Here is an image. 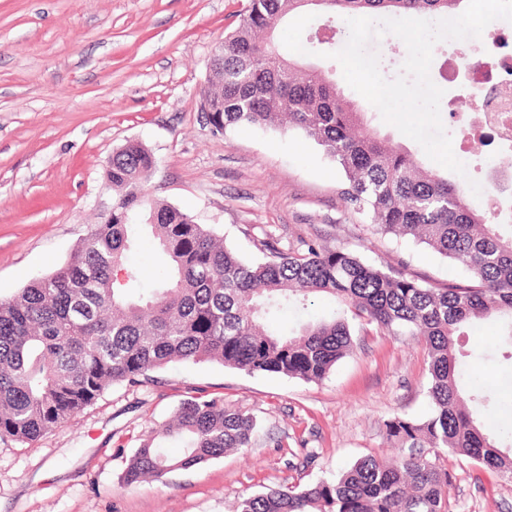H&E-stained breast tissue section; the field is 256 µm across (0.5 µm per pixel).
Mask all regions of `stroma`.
<instances>
[{
    "label": "stroma",
    "mask_w": 512,
    "mask_h": 512,
    "mask_svg": "<svg viewBox=\"0 0 512 512\" xmlns=\"http://www.w3.org/2000/svg\"><path fill=\"white\" fill-rule=\"evenodd\" d=\"M249 0H0V297L66 262L112 203L105 166L137 139L157 164L150 195L223 236L245 259L272 234L316 240L434 286L466 272L408 239L372 234L338 196L342 174L298 132L214 133L200 108L214 44ZM344 96L422 165V147L341 83ZM356 351L319 382L250 375L216 362L172 363L148 383L107 391L34 442L0 443V512H233L247 493L309 485L359 458L388 454L386 424L421 419L426 352L410 336L355 328ZM512 363L467 360L468 388L500 392L491 422L512 429ZM253 414L247 452L127 486L135 448L188 395ZM448 512H512V482L457 457Z\"/></svg>",
    "instance_id": "35a3bbf8"
}]
</instances>
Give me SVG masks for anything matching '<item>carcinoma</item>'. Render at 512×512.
I'll return each mask as SVG.
<instances>
[{"label":"carcinoma","mask_w":512,"mask_h":512,"mask_svg":"<svg viewBox=\"0 0 512 512\" xmlns=\"http://www.w3.org/2000/svg\"><path fill=\"white\" fill-rule=\"evenodd\" d=\"M462 0H250L216 45L213 79L202 92L216 133L237 126L294 130L319 146L343 175L339 195L372 232L407 238L468 273L464 283L434 288L354 253L301 240L286 249L268 235L262 257L245 260L213 229L149 197L152 151L129 140L112 151L105 178L112 205L51 274L0 299V441L37 440L91 407L115 385L152 380L173 362L215 361L248 373L305 382L326 377L353 353L354 324L421 337L427 352L423 421L386 424L392 452L365 456L335 477L307 486L279 485L241 498L236 512H448L452 476L443 456H461L512 479V434L486 426L497 394L464 392L458 336L478 320L501 323L512 347V232L471 205L446 169L419 165L389 145L321 67L283 55L279 24L303 9L321 28L347 15H446ZM150 231L169 265L153 287L129 267L133 226ZM328 295L329 317L292 331L272 328L290 304ZM255 417L221 397L189 396L172 420L140 444L122 481H157L252 446ZM178 439L179 456L163 443Z\"/></svg>","instance_id":"carcinoma-1"}]
</instances>
